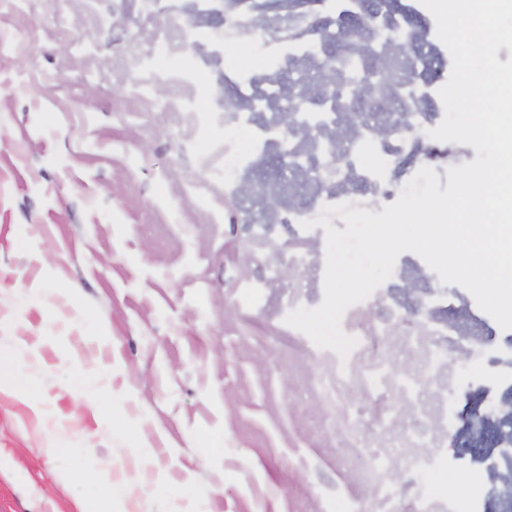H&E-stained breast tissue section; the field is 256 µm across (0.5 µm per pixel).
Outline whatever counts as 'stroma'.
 I'll return each instance as SVG.
<instances>
[{
	"instance_id": "35a3bbf8",
	"label": "stroma",
	"mask_w": 512,
	"mask_h": 512,
	"mask_svg": "<svg viewBox=\"0 0 512 512\" xmlns=\"http://www.w3.org/2000/svg\"><path fill=\"white\" fill-rule=\"evenodd\" d=\"M231 0H0V512H336L341 498L370 507L369 490L312 393L329 350L286 324L289 297L324 298L326 239L289 273L294 225L263 235L236 221L224 184L225 63L183 32L208 28L239 52L236 72L268 58L285 5L262 28L225 29ZM174 52L156 72H200L203 84L157 92L141 60L159 38ZM192 102L174 112L172 99ZM416 167L456 165L460 146L418 129ZM426 307L397 291L357 303L392 309L396 372L424 387L417 406L436 436L429 466L401 469L403 506L425 494L470 512L475 486L451 473L480 463L457 453L460 414L512 393V329L463 287H438L419 255ZM259 281L261 299L244 282ZM429 322L456 332L414 352ZM360 428L410 456L408 406L377 389L350 399ZM458 412L453 428L442 418Z\"/></svg>"
}]
</instances>
